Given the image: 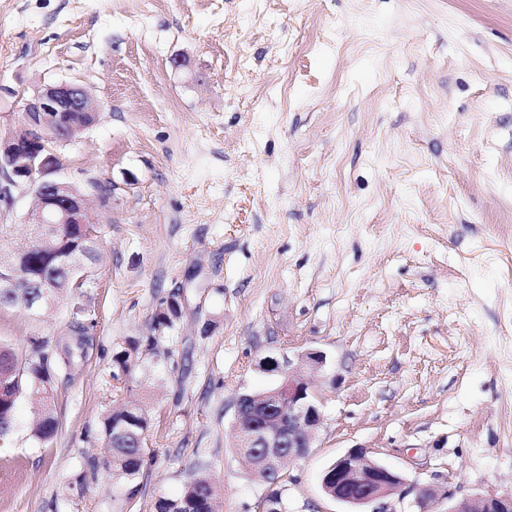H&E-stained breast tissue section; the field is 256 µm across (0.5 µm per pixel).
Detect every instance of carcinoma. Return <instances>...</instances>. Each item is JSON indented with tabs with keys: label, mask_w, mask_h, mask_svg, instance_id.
<instances>
[{
	"label": "carcinoma",
	"mask_w": 512,
	"mask_h": 512,
	"mask_svg": "<svg viewBox=\"0 0 512 512\" xmlns=\"http://www.w3.org/2000/svg\"><path fill=\"white\" fill-rule=\"evenodd\" d=\"M53 233L55 248L47 250L35 246L19 259L27 277L38 284L57 281L61 263L71 252H85L88 269L97 261V248L86 237L81 225L60 224L53 229ZM84 275L83 271L74 275L65 288L49 289L51 302L84 288ZM180 315L175 301L160 302L154 315V329L160 334L172 329ZM68 330L71 335L67 337H30L33 352L25 355L0 342L1 442L5 443L12 437L15 431L16 401L22 393L28 391L39 395L46 404L47 418L36 423L33 436L43 442L56 436L59 421L54 409L55 368L59 362L72 368L85 357L90 337L84 308H72ZM149 427L148 410L136 399L127 401L122 409L110 413L103 423V438L111 448L110 458L104 463V468L113 477L130 484L129 494L132 496L139 491L137 480L147 465L145 441ZM176 503L191 505L192 512H220L212 486L200 470L192 474L178 498L157 500L155 512H173Z\"/></svg>",
	"instance_id": "cac0c4a2"
}]
</instances>
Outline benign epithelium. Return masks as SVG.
I'll list each match as a JSON object with an SVG mask.
<instances>
[{
	"mask_svg": "<svg viewBox=\"0 0 512 512\" xmlns=\"http://www.w3.org/2000/svg\"><path fill=\"white\" fill-rule=\"evenodd\" d=\"M99 106L87 90L73 82L42 85L25 106L22 120L7 133H0V199L11 200V188L28 187L37 204L26 223L91 225L95 219L86 193L57 177L60 160L52 143L76 139L97 119ZM26 250L21 243L10 251L0 250V288L17 291L33 284L17 277L16 257ZM321 351H303L282 358L267 356L259 367L276 376L260 392H243L236 399L237 447L245 455L259 456L273 470L288 461L293 464L313 447L322 424L321 398L304 377L307 365L322 367ZM321 485L331 499L350 505L355 512H401L411 492L396 470L355 448L334 460L325 470ZM440 495L431 487L420 489L415 503L420 512H436ZM446 512H512V493L468 496L450 500Z\"/></svg>",
	"mask_w": 512,
	"mask_h": 512,
	"instance_id": "1",
	"label": "benign epithelium"
}]
</instances>
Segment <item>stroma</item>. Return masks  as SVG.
Instances as JSON below:
<instances>
[{
    "label": "stroma",
    "mask_w": 512,
    "mask_h": 512,
    "mask_svg": "<svg viewBox=\"0 0 512 512\" xmlns=\"http://www.w3.org/2000/svg\"><path fill=\"white\" fill-rule=\"evenodd\" d=\"M56 81L101 106L55 145L100 259L40 321L0 311V341L63 335L75 305L91 341L51 443L17 400L0 512H154L200 463L223 512H263L236 399L306 349L323 423L288 512H347L321 477L352 448L441 493L512 492V0H0V126ZM132 395L151 428L131 497L100 465ZM180 315L181 312L174 300H163L159 303L154 315V329L158 331L159 335L171 330Z\"/></svg>",
    "instance_id": "1"
}]
</instances>
